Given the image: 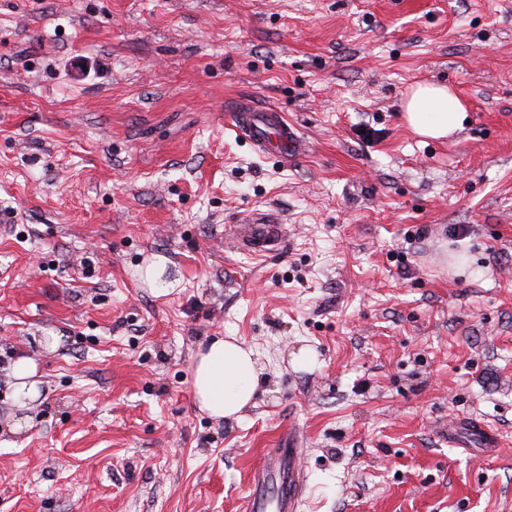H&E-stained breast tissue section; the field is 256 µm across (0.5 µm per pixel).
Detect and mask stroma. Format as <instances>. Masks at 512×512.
I'll return each mask as SVG.
<instances>
[{
  "label": "stroma",
  "instance_id": "1",
  "mask_svg": "<svg viewBox=\"0 0 512 512\" xmlns=\"http://www.w3.org/2000/svg\"><path fill=\"white\" fill-rule=\"evenodd\" d=\"M418 83L455 139L404 123ZM6 207L0 512H237L290 426L302 512H512V0H0ZM254 211L286 226L258 255ZM218 336L258 354L237 420L191 395ZM402 116L411 130L426 139L445 140L464 129L467 112L460 98L443 84L418 83L401 102ZM233 129L268 156L288 161L300 155L305 144L296 128L270 108L246 106L233 113ZM230 231L240 249L254 254L268 250L285 235L281 221L264 213H253L245 222L233 224ZM14 376L18 379V394L23 397L33 396L37 389L35 382L28 385L26 379L32 377L36 373V366L31 359L26 357L19 358L13 365Z\"/></svg>",
  "mask_w": 512,
  "mask_h": 512
}]
</instances>
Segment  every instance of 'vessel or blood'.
<instances>
[{"label": "vessel or blood", "mask_w": 512, "mask_h": 512, "mask_svg": "<svg viewBox=\"0 0 512 512\" xmlns=\"http://www.w3.org/2000/svg\"><path fill=\"white\" fill-rule=\"evenodd\" d=\"M235 132L263 149L268 156L288 159L300 155L305 144L296 128L269 108L246 106L233 114ZM230 231L240 249L255 254L276 245L285 234L277 218L255 213ZM302 441L289 430L283 447L263 451L253 470L241 512H300L307 485L298 466Z\"/></svg>", "instance_id": "vessel-or-blood-1"}]
</instances>
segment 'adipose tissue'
I'll list each match as a JSON object with an SVG mask.
<instances>
[{
    "mask_svg": "<svg viewBox=\"0 0 512 512\" xmlns=\"http://www.w3.org/2000/svg\"><path fill=\"white\" fill-rule=\"evenodd\" d=\"M411 130L444 140L463 130L467 112L457 94L443 84L418 83L401 102ZM260 385L253 349L236 337L216 338L199 349L192 366L191 394L198 409L216 420L239 418Z\"/></svg>",
    "mask_w": 512,
    "mask_h": 512,
    "instance_id": "1",
    "label": "adipose tissue"
}]
</instances>
